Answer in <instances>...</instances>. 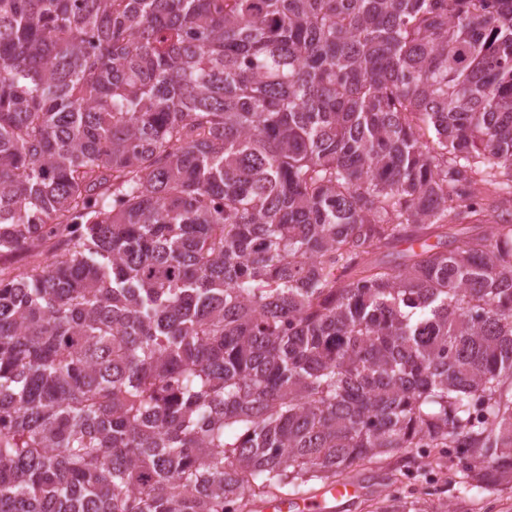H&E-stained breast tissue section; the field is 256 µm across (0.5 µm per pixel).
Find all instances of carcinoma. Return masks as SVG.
<instances>
[{
    "instance_id": "carcinoma-1",
    "label": "carcinoma",
    "mask_w": 512,
    "mask_h": 512,
    "mask_svg": "<svg viewBox=\"0 0 512 512\" xmlns=\"http://www.w3.org/2000/svg\"><path fill=\"white\" fill-rule=\"evenodd\" d=\"M48 239L0 512L512 485V0H0V253Z\"/></svg>"
}]
</instances>
